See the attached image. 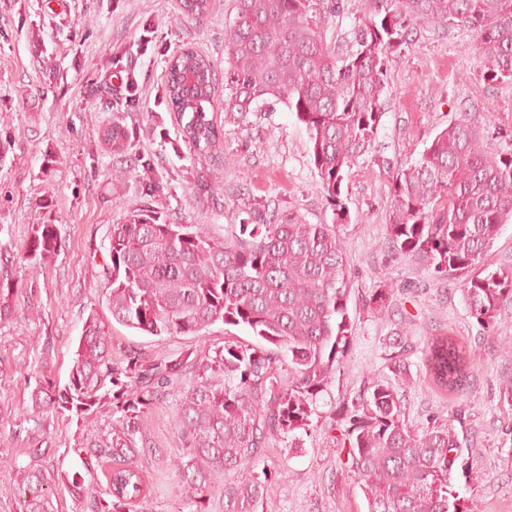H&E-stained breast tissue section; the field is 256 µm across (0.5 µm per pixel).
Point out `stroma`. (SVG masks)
Listing matches in <instances>:
<instances>
[{
  "instance_id": "1",
  "label": "stroma",
  "mask_w": 512,
  "mask_h": 512,
  "mask_svg": "<svg viewBox=\"0 0 512 512\" xmlns=\"http://www.w3.org/2000/svg\"><path fill=\"white\" fill-rule=\"evenodd\" d=\"M210 4L196 20L180 0H0V263L9 264L12 309L0 319V459L13 462L0 468V512L23 508L19 468L78 471L77 449L112 438L115 408L108 399L86 421L29 412L42 380L67 383L89 313L111 325L118 364L134 351L179 356L252 339L221 323L200 336L162 338L113 323L101 288L108 236L112 225L145 207L172 224L209 225L224 238L253 211L278 224H332L347 254L352 347L308 433L271 441L240 470L243 478L270 477L254 512H365L348 449L331 423L339 402L379 380L396 382L414 430L461 412L469 475L456 484L480 512H512V406L500 398L512 380V350L503 347L512 302L493 321L478 323L457 281L402 256L386 227L394 174L460 112H470L488 151L512 150V81L491 77L466 28L416 26L408 46L388 58L374 147L344 182L348 220L340 224L306 130L283 105L243 120L227 118L216 105L213 119L223 132L216 159L201 158L184 142L165 96L166 69L176 52L192 47L223 73L233 2ZM125 69L143 82L138 102H128L108 79ZM111 126L128 134L121 149L103 138ZM38 224L54 225L58 239L56 254L45 260L27 257ZM383 286L393 296L380 315L368 300ZM434 336L451 337L468 353L459 389L432 381L425 349ZM394 353L407 371L401 382L392 373ZM195 382V369L187 368L148 419L152 446L138 458L148 493L137 512H226L227 477L214 476L201 495L174 487L188 454L173 418ZM33 448L44 456L30 458Z\"/></svg>"
}]
</instances>
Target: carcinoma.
Segmentation results:
<instances>
[{
  "label": "carcinoma",
  "mask_w": 512,
  "mask_h": 512,
  "mask_svg": "<svg viewBox=\"0 0 512 512\" xmlns=\"http://www.w3.org/2000/svg\"><path fill=\"white\" fill-rule=\"evenodd\" d=\"M347 0H233L234 20L224 38V111L245 118L258 108L285 106L309 136L311 157L336 221L347 220L342 187L357 159L372 149L382 117L388 55L409 41L414 26L457 23L470 29L493 77L512 80V0H365L352 46L338 52L321 23L344 11ZM194 75L188 83L186 76ZM216 73L190 49L170 62L166 94L181 121L184 141L201 157L220 147L222 133L207 109ZM512 223V151L490 154L478 127L463 113L393 177L387 230L403 256L442 275L460 278L472 317L483 323L512 301V267L481 266L502 227ZM53 224H38L32 258L57 250ZM104 296L112 320L149 336H199L217 322L248 329L254 344L233 340L215 355L146 358L133 353L119 368L112 339L88 316L63 389L49 382L31 394V414L73 412L86 419L112 385V440L95 456L112 462L102 491L60 471L20 469L30 492L22 512H51L43 485L71 482V493L96 500L97 512H123L144 497L146 483L133 460L147 447L146 421L162 389L183 368L197 382L183 396L173 427L188 448L182 486H209L212 474L237 472L281 435L309 433L317 401L353 341L352 293L336 224L301 220L273 224L249 214L224 240L207 224H169L136 209L112 225ZM391 288L369 299L389 308ZM426 365L444 389L461 385L466 351L448 336L428 340ZM434 419L418 432L388 382L342 404L350 468L365 512H474L454 484L465 467L456 424ZM266 482L224 487L232 512H253Z\"/></svg>",
  "instance_id": "1"
}]
</instances>
